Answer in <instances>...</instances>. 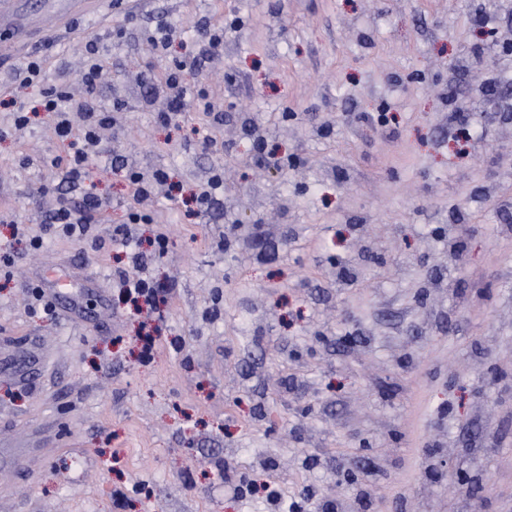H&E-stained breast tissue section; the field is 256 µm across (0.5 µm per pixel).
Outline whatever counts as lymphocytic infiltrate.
Here are the masks:
<instances>
[{
    "label": "lymphocytic infiltrate",
    "mask_w": 512,
    "mask_h": 512,
    "mask_svg": "<svg viewBox=\"0 0 512 512\" xmlns=\"http://www.w3.org/2000/svg\"><path fill=\"white\" fill-rule=\"evenodd\" d=\"M82 53L84 69L81 80L85 87V95L81 101H73L65 84L49 83L44 66L38 60L29 61L16 74L11 87L15 127L23 128L29 124L30 117L23 99V92L25 89L36 86L39 87L42 96L41 109L50 114L57 137L71 144L70 150L65 155L55 158L54 164L61 169L65 182L71 187L80 189L81 200L74 205L68 199H61L50 216V223L72 236L85 235L89 225L94 223L105 209L102 198L86 185L88 149L98 143L100 130L109 123L108 113L101 106L96 93L104 70L99 42L94 39L87 40ZM196 67V61L179 60L174 62L161 77L146 76L145 81L151 90L164 89L168 92V109L161 113L162 121H170L184 110L187 96L184 76ZM124 178L130 187L135 204L127 208L125 222L116 226L115 233L121 236L123 241L129 242L132 237L131 225L148 220L147 215L139 212V204L149 200L157 186L166 183L168 175L166 171L159 169L147 178L139 171L129 168L126 169ZM165 253L166 243L162 240L158 241L156 249L150 253L131 246L128 252L131 268L117 274L127 298L135 301L141 299L148 305H156L163 291L150 278L148 271L150 265L160 260Z\"/></svg>",
    "instance_id": "f902f5d3"
}]
</instances>
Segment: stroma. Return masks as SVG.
I'll return each instance as SVG.
<instances>
[{"mask_svg": "<svg viewBox=\"0 0 512 512\" xmlns=\"http://www.w3.org/2000/svg\"><path fill=\"white\" fill-rule=\"evenodd\" d=\"M204 21L224 53L186 83L224 121L160 123L144 77L200 56ZM74 26L31 54L73 83L105 45L109 220L46 229L33 190L68 145L0 106V512H269L272 489L301 512H512V0H143ZM207 135L224 193L196 214ZM119 164L169 176L132 227L147 253L167 238L151 310L116 277Z\"/></svg>", "mask_w": 512, "mask_h": 512, "instance_id": "obj_1", "label": "stroma"}]
</instances>
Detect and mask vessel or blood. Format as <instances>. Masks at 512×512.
I'll return each mask as SVG.
<instances>
[{
    "mask_svg": "<svg viewBox=\"0 0 512 512\" xmlns=\"http://www.w3.org/2000/svg\"><path fill=\"white\" fill-rule=\"evenodd\" d=\"M98 0H0V69L11 64L32 43L67 31L78 15L96 11Z\"/></svg>",
    "mask_w": 512,
    "mask_h": 512,
    "instance_id": "b4317fda",
    "label": "vessel or blood"
}]
</instances>
